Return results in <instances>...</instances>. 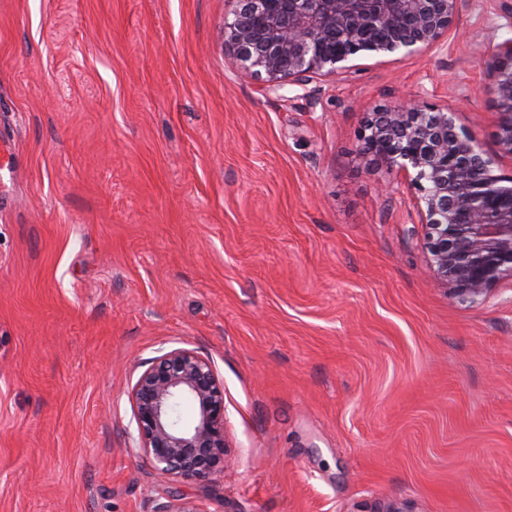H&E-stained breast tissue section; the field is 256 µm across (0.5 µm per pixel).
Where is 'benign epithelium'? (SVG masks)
I'll list each match as a JSON object with an SVG mask.
<instances>
[{
    "label": "benign epithelium",
    "mask_w": 512,
    "mask_h": 512,
    "mask_svg": "<svg viewBox=\"0 0 512 512\" xmlns=\"http://www.w3.org/2000/svg\"><path fill=\"white\" fill-rule=\"evenodd\" d=\"M224 18V49L267 92L304 87L354 69L362 52L414 55L458 30L467 0H235ZM497 143L512 156V39L496 47ZM370 166L395 168L417 190L424 251L437 283L479 304L512 279V177L494 173L477 138L456 130L446 109L403 101L367 113L358 132ZM197 409L176 419L179 401ZM139 448L164 478L193 482L224 472V385L189 348L155 358L131 389ZM154 512H204L175 496Z\"/></svg>",
    "instance_id": "7a95c632"
}]
</instances>
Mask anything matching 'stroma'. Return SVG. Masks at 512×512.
Segmentation results:
<instances>
[{
  "mask_svg": "<svg viewBox=\"0 0 512 512\" xmlns=\"http://www.w3.org/2000/svg\"><path fill=\"white\" fill-rule=\"evenodd\" d=\"M233 0H0V512H512V280L437 285L367 112L448 108L495 171L486 63L512 39L355 57L263 93ZM185 347L224 384V476L163 480L131 387Z\"/></svg>",
  "mask_w": 512,
  "mask_h": 512,
  "instance_id": "35a3bbf8",
  "label": "stroma"
}]
</instances>
